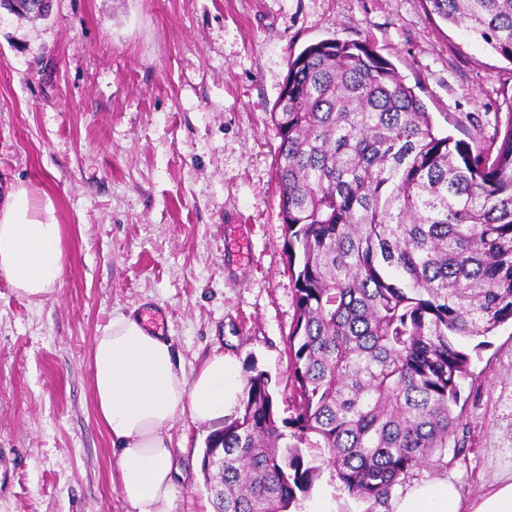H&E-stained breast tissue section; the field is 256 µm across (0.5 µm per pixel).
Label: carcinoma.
<instances>
[{
  "mask_svg": "<svg viewBox=\"0 0 512 512\" xmlns=\"http://www.w3.org/2000/svg\"><path fill=\"white\" fill-rule=\"evenodd\" d=\"M512 62V0H425ZM271 118L294 278L291 415L250 367L212 430L214 512H288L322 466L382 503L448 447L470 355L462 341L512 323V112L504 132L438 130L366 42L289 55Z\"/></svg>",
  "mask_w": 512,
  "mask_h": 512,
  "instance_id": "1",
  "label": "carcinoma"
}]
</instances>
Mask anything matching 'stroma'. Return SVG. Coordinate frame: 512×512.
<instances>
[{
	"instance_id": "obj_1",
	"label": "stroma",
	"mask_w": 512,
	"mask_h": 512,
	"mask_svg": "<svg viewBox=\"0 0 512 512\" xmlns=\"http://www.w3.org/2000/svg\"><path fill=\"white\" fill-rule=\"evenodd\" d=\"M369 41L437 123L512 114V62L424 0H53L0 15V198L50 196L65 266L43 302L0 274V512H128L92 394V350L118 314L165 317L187 374L216 354L292 386L295 287L279 216L271 110L290 54ZM231 224L250 225L248 260ZM448 448L394 486L445 479L463 502L512 475V327L467 339ZM212 423L170 430L176 512H213L201 473ZM392 512L323 468L298 512Z\"/></svg>"
}]
</instances>
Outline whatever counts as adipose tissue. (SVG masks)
I'll return each instance as SVG.
<instances>
[{
  "label": "adipose tissue",
  "mask_w": 512,
  "mask_h": 512,
  "mask_svg": "<svg viewBox=\"0 0 512 512\" xmlns=\"http://www.w3.org/2000/svg\"><path fill=\"white\" fill-rule=\"evenodd\" d=\"M64 264L52 199L34 197L23 186L12 189L0 204V274L20 294L42 300L57 287ZM92 360L96 417L118 450L121 497L130 512H174L167 432L184 415L205 422L233 411L242 390L238 361L215 355L187 375L168 340L123 314L94 337ZM393 512H512V477L467 507L448 480L426 481L399 495Z\"/></svg>",
  "instance_id": "obj_1"
}]
</instances>
